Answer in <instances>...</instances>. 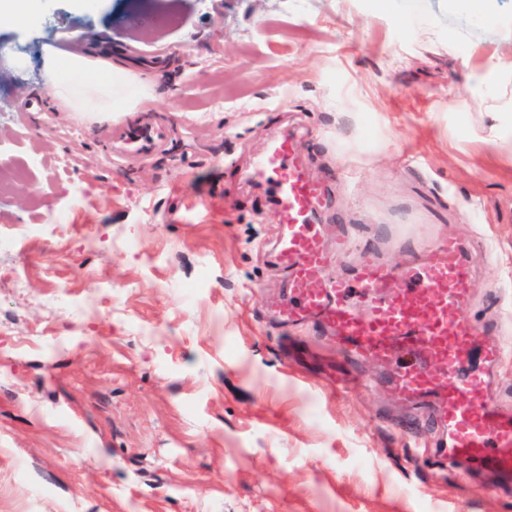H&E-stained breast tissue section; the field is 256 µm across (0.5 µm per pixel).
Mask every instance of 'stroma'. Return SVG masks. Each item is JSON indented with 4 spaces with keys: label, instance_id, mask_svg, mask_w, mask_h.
<instances>
[{
    "label": "stroma",
    "instance_id": "35a3bbf8",
    "mask_svg": "<svg viewBox=\"0 0 512 512\" xmlns=\"http://www.w3.org/2000/svg\"><path fill=\"white\" fill-rule=\"evenodd\" d=\"M508 18L512 0L478 30L448 0H47L1 27L26 66L0 67V512H512L496 479L414 455L440 435L386 367L309 328L284 359L278 216L251 176L292 134L326 230L397 264L399 224L471 244L468 312L512 410V145L487 143L472 80ZM75 35L146 84L131 111L52 106L41 49ZM113 126L163 137L111 154Z\"/></svg>",
    "mask_w": 512,
    "mask_h": 512
}]
</instances>
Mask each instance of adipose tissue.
<instances>
[{"mask_svg": "<svg viewBox=\"0 0 512 512\" xmlns=\"http://www.w3.org/2000/svg\"><path fill=\"white\" fill-rule=\"evenodd\" d=\"M112 54L104 46L89 45L78 52L46 46L43 55V85L56 108L63 112H108L109 89H96L97 77L111 73Z\"/></svg>", "mask_w": 512, "mask_h": 512, "instance_id": "adipose-tissue-1", "label": "adipose tissue"}]
</instances>
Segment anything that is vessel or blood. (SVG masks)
<instances>
[{"label":"vessel or blood","mask_w":512,"mask_h":512,"mask_svg":"<svg viewBox=\"0 0 512 512\" xmlns=\"http://www.w3.org/2000/svg\"><path fill=\"white\" fill-rule=\"evenodd\" d=\"M297 151L293 136H278L253 172L269 187L280 220L276 253L289 288L280 323L335 336L348 359L390 365V392L414 406L434 404L451 456L512 478V414L493 403L481 375L467 367L475 354L496 364L502 351L467 315L466 245L441 235L419 245L404 265L369 254L349 275L329 277L334 255L355 241L340 230L327 249L317 222L326 191L304 171Z\"/></svg>","instance_id":"b4317fda"}]
</instances>
